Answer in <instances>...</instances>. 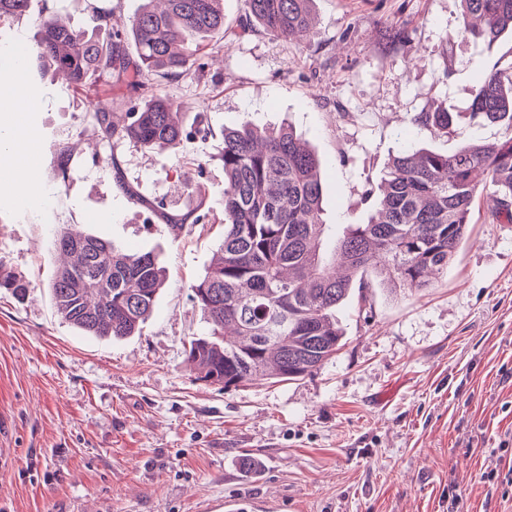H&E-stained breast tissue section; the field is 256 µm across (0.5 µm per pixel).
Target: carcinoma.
Returning <instances> with one entry per match:
<instances>
[{
	"instance_id": "carcinoma-1",
	"label": "carcinoma",
	"mask_w": 512,
	"mask_h": 512,
	"mask_svg": "<svg viewBox=\"0 0 512 512\" xmlns=\"http://www.w3.org/2000/svg\"><path fill=\"white\" fill-rule=\"evenodd\" d=\"M223 0H142L127 20L92 8L106 37L79 33L48 15L39 61L75 87L125 80L146 95L141 107L108 99L92 116L93 133L116 147L178 151L188 136L175 101L152 77L203 68L224 52ZM314 0H248L255 25L292 41L311 30ZM29 0H0V17L26 12ZM465 32L489 44L512 33V0H461ZM133 39L137 59L126 53ZM470 118L500 128L491 142L453 153L402 147L387 163L382 193L366 224H343L329 249L322 219L321 162L291 126L224 129V238L221 256L190 288L210 334L190 342L186 360L197 378L228 390L268 379L293 381L332 358L344 328L337 311L383 285L419 291L467 239L476 198L493 206L487 219L512 223V62L482 70ZM447 110L420 112L417 127L446 136ZM173 228L199 224L191 209L163 212ZM63 257L49 288L62 319L90 336H133L154 309L165 273L149 253H130L91 235L62 230ZM0 288L19 299L28 285L0 270Z\"/></svg>"
}]
</instances>
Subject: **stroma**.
Wrapping results in <instances>:
<instances>
[{
    "instance_id": "stroma-1",
    "label": "stroma",
    "mask_w": 512,
    "mask_h": 512,
    "mask_svg": "<svg viewBox=\"0 0 512 512\" xmlns=\"http://www.w3.org/2000/svg\"><path fill=\"white\" fill-rule=\"evenodd\" d=\"M139 5L31 0L0 19V46L36 45L49 13L91 35L92 7L126 18ZM313 12L307 36L281 43L248 29L247 0H224L222 59L155 80L211 130L176 153L98 139L96 99L139 93L74 89L29 55L17 86L45 147L48 202L21 208L0 184V264L29 285L21 300L0 289V512H213L232 499L256 512H512V224L488 223L489 196L447 271L420 291L372 289L366 307L351 298L341 349L300 380L227 390L185 363L208 333L190 286L224 234L225 128L292 126L323 163L329 224L368 221L365 191L402 144L450 153L500 135L467 113L512 35L462 33L460 0H314ZM397 30L409 42L391 43ZM441 107L462 134L414 127ZM58 146L70 151L63 177ZM112 154L142 203L116 188ZM195 206L204 222L176 232L160 217ZM63 228L156 255L166 283L139 333L87 336L57 314L48 284Z\"/></svg>"
}]
</instances>
